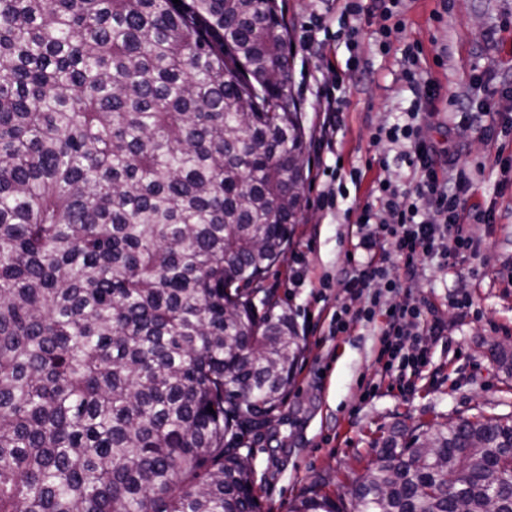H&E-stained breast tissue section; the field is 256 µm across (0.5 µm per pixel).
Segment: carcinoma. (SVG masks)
Returning <instances> with one entry per match:
<instances>
[{
    "mask_svg": "<svg viewBox=\"0 0 512 512\" xmlns=\"http://www.w3.org/2000/svg\"><path fill=\"white\" fill-rule=\"evenodd\" d=\"M287 48L276 0H0V512H258L240 437L304 349L260 288L306 181ZM377 455L292 512H512V419Z\"/></svg>",
    "mask_w": 512,
    "mask_h": 512,
    "instance_id": "cac0c4a2",
    "label": "carcinoma"
}]
</instances>
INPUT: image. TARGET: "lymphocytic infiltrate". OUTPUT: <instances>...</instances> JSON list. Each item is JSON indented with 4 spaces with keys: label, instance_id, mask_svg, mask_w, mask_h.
<instances>
[{
    "label": "lymphocytic infiltrate",
    "instance_id": "obj_1",
    "mask_svg": "<svg viewBox=\"0 0 512 512\" xmlns=\"http://www.w3.org/2000/svg\"><path fill=\"white\" fill-rule=\"evenodd\" d=\"M401 2L336 0L338 20L353 35L362 18L379 15L383 21L379 47L386 53L391 49V35L403 27L398 10ZM404 61L407 65L405 79L414 94L409 112L411 121L385 129L384 136L395 142L408 141L404 158L413 171V178L409 187L403 190L381 178L373 183L371 194L381 202L386 216L380 229H371L374 213L370 206L362 207L356 247L364 253L365 260L349 279L351 292L365 297L366 302L356 309L346 304L337 306L331 332L336 336L345 334L354 324L368 325L376 322V316H383L384 321L379 324L378 361L383 372L395 369L402 372L401 382L408 387L412 384V376L419 374L429 363L427 350L419 345L420 337L442 335L444 328L439 321L431 319L427 298L384 308L380 305L379 295L371 293L370 287L373 282L382 280L389 290L400 288V281L388 276L391 263L401 264L410 274L420 256L438 255L449 260L474 252V243L464 229L465 222L488 223L492 217L483 211L465 208L461 195L470 189L471 180L467 175H460L453 184L440 176L442 161L426 143L417 122L421 111L433 106L439 91L433 83L417 80L415 69L419 57L413 46H406Z\"/></svg>",
    "mask_w": 512,
    "mask_h": 512
}]
</instances>
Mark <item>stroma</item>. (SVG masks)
I'll use <instances>...</instances> for the list:
<instances>
[{
    "label": "stroma",
    "mask_w": 512,
    "mask_h": 512,
    "mask_svg": "<svg viewBox=\"0 0 512 512\" xmlns=\"http://www.w3.org/2000/svg\"><path fill=\"white\" fill-rule=\"evenodd\" d=\"M288 22L291 84L307 142L308 186L299 222L284 256L263 283L287 303L306 348L284 404L275 417L241 437L251 454L259 512H290L313 481L327 492L348 494L354 480L375 464L381 443L398 431L425 430L459 419L512 415V374L495 351L512 349V133L489 137L486 121L464 122L463 107L502 112L512 103V0H404L403 31L390 53L377 38L379 17L363 19L355 36L332 24V37L315 54L300 45L303 29L326 10V0H277ZM422 47L419 73L436 83L440 96L420 120L422 134L452 160L449 180L466 173L473 181L466 204L493 212L490 224H470L476 253L444 266L418 259L412 277L400 266L398 292L376 284L383 302L402 304L427 297L442 321L440 336L424 337L430 363L414 389L397 377H382L377 360L378 327L356 326L330 335L338 304L361 305L343 271L352 248L347 209L366 201L371 182L382 177L404 188L412 173L400 155L406 143L373 142L377 129L408 121L413 94L404 78L406 44ZM345 79L347 98L333 149L318 145L323 114L318 89ZM364 175L361 184L350 179ZM343 185L330 208L322 190ZM469 294L467 307L456 303Z\"/></svg>",
    "instance_id": "obj_1"
}]
</instances>
